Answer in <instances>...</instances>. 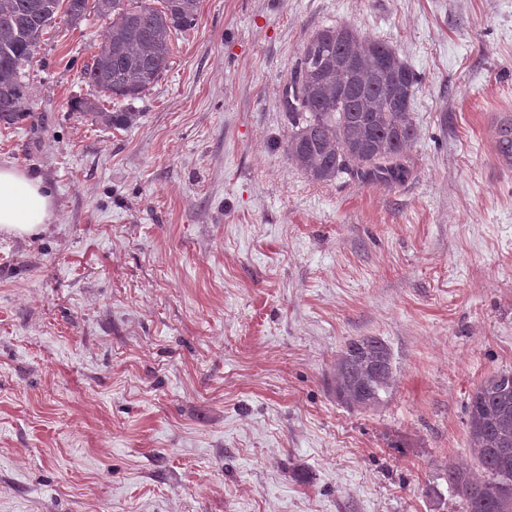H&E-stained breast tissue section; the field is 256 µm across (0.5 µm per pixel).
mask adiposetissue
<instances>
[{
  "mask_svg": "<svg viewBox=\"0 0 512 512\" xmlns=\"http://www.w3.org/2000/svg\"><path fill=\"white\" fill-rule=\"evenodd\" d=\"M54 219L53 191L41 177L0 165V234L31 238Z\"/></svg>",
  "mask_w": 512,
  "mask_h": 512,
  "instance_id": "adipose-tissue-1",
  "label": "adipose tissue"
}]
</instances>
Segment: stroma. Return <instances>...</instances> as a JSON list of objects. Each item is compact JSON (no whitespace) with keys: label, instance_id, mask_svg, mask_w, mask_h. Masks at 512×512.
Returning a JSON list of instances; mask_svg holds the SVG:
<instances>
[{"label":"stroma","instance_id":"1","mask_svg":"<svg viewBox=\"0 0 512 512\" xmlns=\"http://www.w3.org/2000/svg\"><path fill=\"white\" fill-rule=\"evenodd\" d=\"M108 24H57L0 124L55 201L0 235V512H465L466 405L512 372V0H200L127 129L71 109ZM332 24L418 76L405 181L286 157ZM359 336L391 352L374 408L333 390Z\"/></svg>","mask_w":512,"mask_h":512}]
</instances>
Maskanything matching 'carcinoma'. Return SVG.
<instances>
[{
    "mask_svg": "<svg viewBox=\"0 0 512 512\" xmlns=\"http://www.w3.org/2000/svg\"><path fill=\"white\" fill-rule=\"evenodd\" d=\"M199 0H0V121L23 112L25 67L62 19L78 24L88 14L110 19L107 39L81 68L83 81L117 102L142 97L169 68L172 37L195 27ZM418 77L388 44L345 25L316 32L303 46L285 85L291 133L286 154L312 180L349 174L392 185L408 175L407 151L416 138L410 120ZM114 129L134 125L141 113L100 110L99 99L75 102ZM498 149L512 158V126L499 130ZM387 345L376 336L346 342L336 362L334 391L348 406L371 407L387 393L392 371ZM476 467L453 470L448 482L465 512H512V373L488 378L467 403Z\"/></svg>",
    "mask_w": 512,
    "mask_h": 512,
    "instance_id": "cac0c4a2",
    "label": "carcinoma"
}]
</instances>
